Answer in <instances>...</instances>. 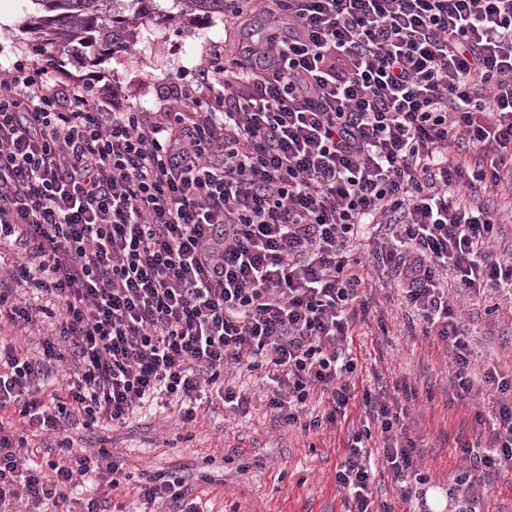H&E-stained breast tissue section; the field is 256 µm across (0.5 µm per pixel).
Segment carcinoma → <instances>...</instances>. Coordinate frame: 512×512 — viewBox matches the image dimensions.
<instances>
[{"instance_id":"cac0c4a2","label":"carcinoma","mask_w":512,"mask_h":512,"mask_svg":"<svg viewBox=\"0 0 512 512\" xmlns=\"http://www.w3.org/2000/svg\"><path fill=\"white\" fill-rule=\"evenodd\" d=\"M177 13L164 12L158 0H26L27 27L36 49L81 61L107 57L133 44L139 21L177 23L224 15V0H174Z\"/></svg>"}]
</instances>
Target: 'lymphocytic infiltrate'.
Returning a JSON list of instances; mask_svg holds the SVG:
<instances>
[{
  "mask_svg": "<svg viewBox=\"0 0 512 512\" xmlns=\"http://www.w3.org/2000/svg\"><path fill=\"white\" fill-rule=\"evenodd\" d=\"M265 3L287 36L214 50L160 112L112 110L49 55L0 70V245L18 247L8 276L26 292L0 289V327L55 325L33 355L0 336V412L15 414L0 420V512H111V452L74 455L64 429L120 426L150 406L188 427L215 398L247 413L231 369L265 370L285 425L341 422L366 256L448 349L455 400L491 396L456 486L512 475V376H474L448 294L512 293V257L488 248L497 210L459 197L477 183L512 197V0ZM370 225L379 234L362 255ZM56 362L71 371L48 394L39 383ZM316 390L328 409L304 418ZM410 394L362 402L393 478L423 485L400 405ZM25 426L58 435L56 458L21 468ZM89 475L102 494L76 506ZM372 477L365 447L348 446L336 472L346 512H392ZM135 493L202 512L163 473Z\"/></svg>",
  "mask_w": 512,
  "mask_h": 512,
  "instance_id": "1",
  "label": "lymphocytic infiltrate"
}]
</instances>
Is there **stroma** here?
I'll return each mask as SVG.
<instances>
[{
  "label": "stroma",
  "mask_w": 512,
  "mask_h": 512,
  "mask_svg": "<svg viewBox=\"0 0 512 512\" xmlns=\"http://www.w3.org/2000/svg\"><path fill=\"white\" fill-rule=\"evenodd\" d=\"M26 22L18 0H0V65L34 58ZM274 23L257 6L229 31L220 16L179 28L145 20L131 50L93 64L61 56L56 64L61 77L91 85L113 106L155 112L168 105L164 87L194 80L214 47L257 44ZM363 273L367 311L354 324L349 343L357 364L356 390L375 392L397 381L415 389L406 408L419 447L417 466L430 485L452 489L454 476L466 465L460 447L475 438L474 414L490 400L480 393L470 404L451 403L447 351L420 328L410 327L413 313L390 273L370 262ZM456 302L470 335L475 371L490 365L512 372V295H462ZM235 383L255 402L248 414H229L217 403L195 425L182 429L170 412L150 411L119 428H79L69 436L78 450L107 448L120 458L123 475L162 472L184 478L209 512H344L335 476L346 448L366 422L360 401L350 402L347 421L305 432L284 426L268 408L269 385L246 372ZM366 445L377 465L371 485L375 499L394 512H418L419 501H403L399 487L379 466L380 431H372Z\"/></svg>",
  "instance_id": "35a3bbf8"
}]
</instances>
